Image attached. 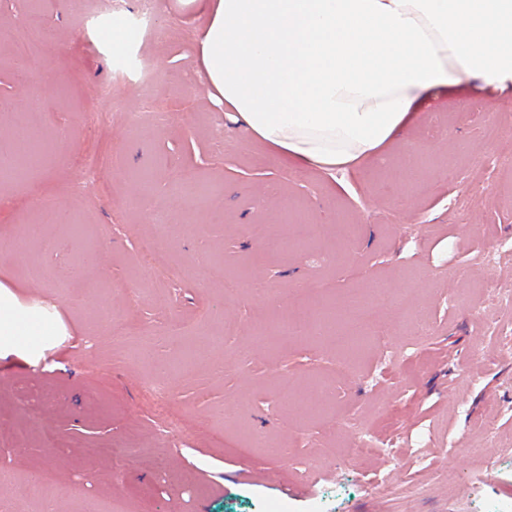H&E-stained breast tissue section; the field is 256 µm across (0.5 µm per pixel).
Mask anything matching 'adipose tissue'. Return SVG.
I'll return each instance as SVG.
<instances>
[{"label": "adipose tissue", "mask_w": 512, "mask_h": 512, "mask_svg": "<svg viewBox=\"0 0 512 512\" xmlns=\"http://www.w3.org/2000/svg\"><path fill=\"white\" fill-rule=\"evenodd\" d=\"M210 99L279 157L343 172L379 156L461 78L512 86V0H168ZM60 329L0 284V359Z\"/></svg>", "instance_id": "1"}]
</instances>
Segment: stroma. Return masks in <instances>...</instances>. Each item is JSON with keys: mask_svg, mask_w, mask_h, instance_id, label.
<instances>
[{"mask_svg": "<svg viewBox=\"0 0 512 512\" xmlns=\"http://www.w3.org/2000/svg\"><path fill=\"white\" fill-rule=\"evenodd\" d=\"M96 9L97 25L70 0H0V29L34 15L51 33L27 81L0 51V141L18 113L43 115L22 145L28 171L0 172V282L66 328L39 364L0 359V512L511 501L512 89L464 78L435 90L379 158L326 172L271 156L210 101L194 31L165 9L132 46L150 89L124 81L112 0ZM128 112L165 119L131 127ZM488 162L490 191L474 196L463 174ZM44 196L68 221L28 238ZM302 225L325 231L304 238ZM274 234L281 250L263 255ZM33 265L47 276L30 277ZM287 306L328 313L333 334L257 340ZM401 306L424 309L432 335L414 337ZM228 322L235 334L218 344ZM162 366L160 401L150 381ZM44 429L63 445L43 446ZM257 434L266 447H252ZM361 439L371 451L358 457ZM129 442L144 456H128ZM105 445L109 456L90 455ZM47 471L54 489L26 493Z\"/></svg>", "mask_w": 512, "mask_h": 512, "instance_id": "35a3bbf8", "label": "stroma"}]
</instances>
